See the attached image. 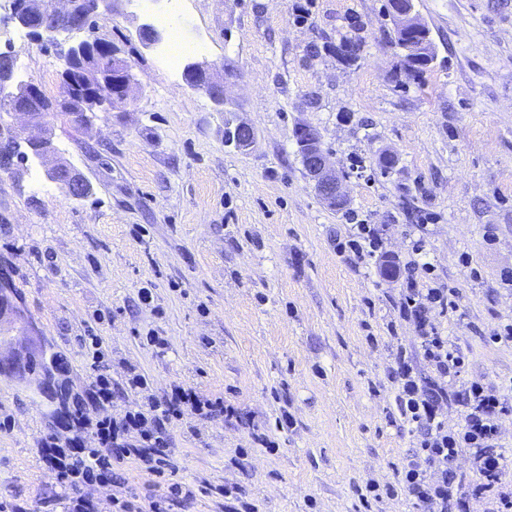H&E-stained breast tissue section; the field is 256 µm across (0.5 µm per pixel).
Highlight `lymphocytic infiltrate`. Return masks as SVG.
I'll return each instance as SVG.
<instances>
[{
	"mask_svg": "<svg viewBox=\"0 0 512 512\" xmlns=\"http://www.w3.org/2000/svg\"><path fill=\"white\" fill-rule=\"evenodd\" d=\"M339 252L355 258H377L387 273L401 274L398 314L411 322L420 339V351L429 373L420 375L414 359L406 349L395 355V402L400 416L417 426L419 450L409 456L397 471L395 483L365 485L360 499L403 495L420 506L421 512H466V503L454 498L453 488L462 480L457 466L460 449H471L474 470L479 477L473 489L485 501V512H512V490L501 487V455L495 448L499 421L505 408L496 393L474 380L459 384L465 358L451 351L448 339L442 336L430 319L432 309H447L448 291L420 284L417 271H430L431 265L419 262L424 247L414 243L412 260L403 262L388 255L376 230L370 225H357L355 232L337 240ZM130 392L141 395V402L120 413L112 411V378L97 374L85 398L73 402L67 412L75 437L61 439L46 436L41 442L43 455L57 472L64 512H98L91 489L112 484L117 479L116 465L135 460L163 474L168 463V428L184 411L208 417L223 409L221 399H210L193 389L175 385L164 397L149 392L145 375L130 373L125 381ZM456 393H449V386ZM461 408L463 424L459 430H448L442 416L449 400ZM87 430L96 441L95 447L82 444L80 430ZM203 484L190 488L179 483L155 488L145 498L132 495L113 498L112 512H172L181 502L207 496L216 491ZM228 499L227 512H258L255 504L243 501L238 487L218 489Z\"/></svg>",
	"mask_w": 512,
	"mask_h": 512,
	"instance_id": "1",
	"label": "lymphocytic infiltrate"
}]
</instances>
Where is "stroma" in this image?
I'll return each mask as SVG.
<instances>
[{
    "label": "stroma",
    "mask_w": 512,
    "mask_h": 512,
    "mask_svg": "<svg viewBox=\"0 0 512 512\" xmlns=\"http://www.w3.org/2000/svg\"><path fill=\"white\" fill-rule=\"evenodd\" d=\"M170 4L152 0L147 12L119 0L96 19L93 36L132 69L131 99L86 130L50 119L90 196L34 188L35 159L21 178L0 171V271L60 355L70 399L96 374L84 339L98 336L114 409L134 399L130 367L156 396L180 384L226 405L171 424L167 480L238 486L259 512H417L402 497L365 504L356 492L394 482L417 438L391 379L397 348L419 352L398 318L399 282L336 250L337 235L369 224L392 255L424 240L429 283L451 288V308L431 316L466 358L460 383L482 380L508 409L498 443L512 483V341L496 338L512 324V0H415L437 55L421 79L389 41L387 0H184L207 48L173 71L158 60L167 27L157 43L139 37ZM13 31L0 24V51L58 98L67 42H15ZM345 36L361 44L352 63L340 56ZM192 62L223 84L225 111L187 85ZM241 121L255 130L245 152L224 144L225 123ZM301 125L343 177L345 209L310 185ZM48 407L0 376V498L26 512H62L40 445L71 432ZM285 409L294 425L281 429ZM261 432L274 450L252 444ZM119 472L122 483L93 491L101 512L157 480L136 462Z\"/></svg>",
    "instance_id": "1"
}]
</instances>
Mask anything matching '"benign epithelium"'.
I'll return each mask as SVG.
<instances>
[{
  "label": "benign epithelium",
  "mask_w": 512,
  "mask_h": 512,
  "mask_svg": "<svg viewBox=\"0 0 512 512\" xmlns=\"http://www.w3.org/2000/svg\"><path fill=\"white\" fill-rule=\"evenodd\" d=\"M112 10V0H10L9 12L0 16V21L10 22L29 31V34L50 40L60 34H72L83 31L89 14L100 10ZM388 15L394 27L408 36L417 35L411 50L421 59L428 60L434 52L426 26L421 22L412 0H389ZM88 45L86 41L74 43L63 54L61 74V92L66 94L77 84L70 72V64L86 58ZM187 82L191 86L207 91L219 110H224V85L211 80L210 66L204 62L191 63L186 68ZM0 87L14 93L19 98L8 115L20 117L39 128V132L27 138V145L32 155L39 159L46 168V176L57 184L62 193L71 199L81 198L74 182L75 171L70 163L58 157L55 152L51 134L44 124V118L32 111L27 104V95H38V85L31 81L18 79L13 61L0 64ZM112 87L127 100L133 91V81L128 69H119L112 73ZM298 142L301 158L309 180L317 194L328 205H334L348 199L342 183L328 162L315 132L303 126ZM255 139L254 128L246 123H238L234 130L224 136L225 144L239 150H247ZM43 332L29 321L23 303L13 294L11 284L0 279V374L12 375L19 382L28 385L43 395L53 393L58 385L56 368L52 367L34 377L21 378L24 366L42 345Z\"/></svg>",
  "instance_id": "obj_1"
}]
</instances>
